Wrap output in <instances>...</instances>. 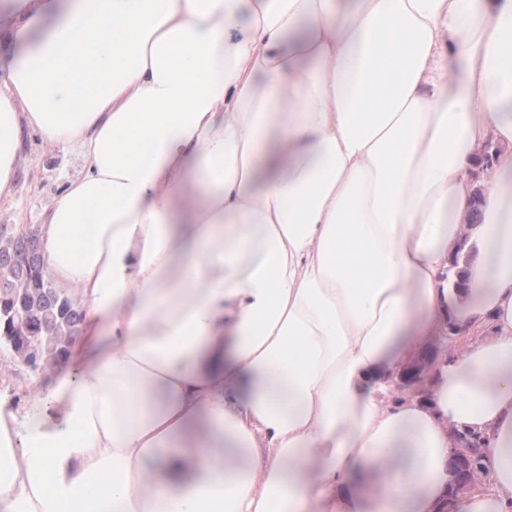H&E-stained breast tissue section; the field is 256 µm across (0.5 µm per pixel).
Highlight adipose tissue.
<instances>
[{"instance_id":"ef3b65f1","label":"adipose tissue","mask_w":512,"mask_h":512,"mask_svg":"<svg viewBox=\"0 0 512 512\" xmlns=\"http://www.w3.org/2000/svg\"><path fill=\"white\" fill-rule=\"evenodd\" d=\"M0 72V202L26 133L84 168L41 238L83 337L51 410L0 395V512H512V151L461 222L512 0H0ZM445 327L489 334L386 402ZM452 429L493 493L449 497Z\"/></svg>"}]
</instances>
